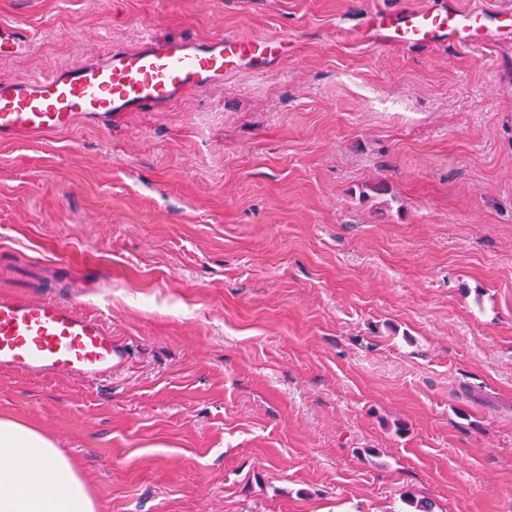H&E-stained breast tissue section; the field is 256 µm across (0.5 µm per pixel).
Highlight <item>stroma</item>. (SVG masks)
<instances>
[{
	"instance_id": "obj_1",
	"label": "stroma",
	"mask_w": 512,
	"mask_h": 512,
	"mask_svg": "<svg viewBox=\"0 0 512 512\" xmlns=\"http://www.w3.org/2000/svg\"><path fill=\"white\" fill-rule=\"evenodd\" d=\"M432 0H0V82L160 40L288 55L112 128L0 142V288L81 287L107 382L0 368L98 512H512V91L365 35ZM29 45L30 35L20 24H0V52L2 48L24 50Z\"/></svg>"
}]
</instances>
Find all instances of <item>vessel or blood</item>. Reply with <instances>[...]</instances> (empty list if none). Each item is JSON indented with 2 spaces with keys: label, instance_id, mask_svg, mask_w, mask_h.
Listing matches in <instances>:
<instances>
[{
  "label": "vessel or blood",
  "instance_id": "obj_1",
  "mask_svg": "<svg viewBox=\"0 0 512 512\" xmlns=\"http://www.w3.org/2000/svg\"><path fill=\"white\" fill-rule=\"evenodd\" d=\"M372 23L400 45L447 42L480 52L512 34V7L462 10L435 2L398 14L374 13ZM29 45L30 35L20 24H0V49ZM286 51V39L277 36L169 41L150 36L137 49L117 50L98 62L0 84V142L63 131L81 116L108 126L126 112L166 108L223 80L237 60L259 67ZM121 360L110 327L79 312L74 300L0 294V367L97 382L111 377Z\"/></svg>",
  "mask_w": 512,
  "mask_h": 512
}]
</instances>
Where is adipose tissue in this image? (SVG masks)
Returning a JSON list of instances; mask_svg holds the SVG:
<instances>
[{
	"label": "adipose tissue",
	"mask_w": 512,
	"mask_h": 512,
	"mask_svg": "<svg viewBox=\"0 0 512 512\" xmlns=\"http://www.w3.org/2000/svg\"><path fill=\"white\" fill-rule=\"evenodd\" d=\"M0 512H97V504L50 437L1 417Z\"/></svg>",
	"instance_id": "1"
}]
</instances>
